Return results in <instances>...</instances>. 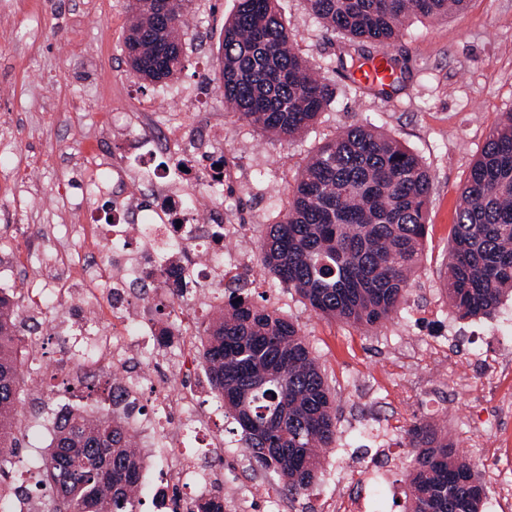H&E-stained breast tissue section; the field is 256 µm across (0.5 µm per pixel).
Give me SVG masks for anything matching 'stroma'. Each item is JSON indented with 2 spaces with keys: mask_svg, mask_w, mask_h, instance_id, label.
<instances>
[{
  "mask_svg": "<svg viewBox=\"0 0 512 512\" xmlns=\"http://www.w3.org/2000/svg\"><path fill=\"white\" fill-rule=\"evenodd\" d=\"M239 0H194L184 66L150 85L124 52L128 0H0V289L15 310L29 297L53 300L47 260H82L81 225L107 223L112 197L94 191L104 168H134L139 136L160 116L183 122L219 145L224 190L189 189L202 218L241 225L247 261L238 285L278 309L306 336L336 400L337 437L307 495H289L271 470L252 471L222 402L206 396L208 430L222 434L224 512H405L409 454L403 430L424 420L447 432L474 463L493 457L499 485H512V298L490 318H457L444 293L451 228L471 166L502 113L512 112V0H468L448 17L410 22L388 52L403 74L387 93L355 87L338 66L342 35L326 30L306 0H278L295 51L333 90L317 122L297 139L272 137L230 112L217 80L224 24ZM370 123L418 154L433 175L423 255L399 311L364 329L318 317L259 261L269 224L288 208L310 158L353 124ZM214 311L166 297L150 306L153 324H173L186 349ZM42 369L19 375L16 472H33L52 436L45 430L64 402L107 409L90 391L50 367L61 353L53 317L36 328Z\"/></svg>",
  "mask_w": 512,
  "mask_h": 512,
  "instance_id": "1",
  "label": "stroma"
}]
</instances>
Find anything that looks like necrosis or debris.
<instances>
[{"mask_svg": "<svg viewBox=\"0 0 512 512\" xmlns=\"http://www.w3.org/2000/svg\"><path fill=\"white\" fill-rule=\"evenodd\" d=\"M147 187L155 201V220H139L137 186ZM115 225H83L79 267L59 261L51 267L52 280L75 278L82 284V297L105 316L108 323L95 326L89 349L78 343L66 347L56 370L70 377L96 370L111 380V398L139 408L150 399L153 419L136 421L133 430L142 440L159 439L175 457H184L190 433L204 426L196 389H184L194 359L182 347L168 346L162 354L171 371L170 384L145 393V379L128 374L130 361L142 360L150 350V339L158 328L144 330L137 317H126L129 305L143 306V292L161 289L173 304H209L214 290L223 288L225 277L237 269L242 256L234 247L240 235L236 224L199 223L186 204L183 191L162 182L150 171L118 173L112 188Z\"/></svg>", "mask_w": 512, "mask_h": 512, "instance_id": "4bbe7bcc", "label": "necrosis or debris"}]
</instances>
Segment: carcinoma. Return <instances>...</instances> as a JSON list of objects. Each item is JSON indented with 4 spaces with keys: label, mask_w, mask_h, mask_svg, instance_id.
<instances>
[{
    "label": "carcinoma",
    "mask_w": 512,
    "mask_h": 512,
    "mask_svg": "<svg viewBox=\"0 0 512 512\" xmlns=\"http://www.w3.org/2000/svg\"><path fill=\"white\" fill-rule=\"evenodd\" d=\"M276 0H239L224 24L219 83L228 110L290 142L323 112L332 91L292 48L295 34ZM466 0H308L326 27L348 38L347 73L390 44L418 17L439 19ZM193 0H150L130 9L126 47L133 75L170 80L183 67L181 29ZM433 177L422 159L370 124L351 125L322 146L291 191L288 210L267 226L260 260L326 319L374 327L400 308L426 237ZM448 302L461 319L492 316L512 293V112L502 114L462 191L445 263ZM0 296V479L18 447L13 419L23 361L16 319ZM202 364L236 424L251 465L273 470L301 495L318 480L321 451L336 441V406L299 326L238 289L200 337ZM407 512H481L486 485L448 435L415 422ZM141 451L113 410L55 421L41 479L46 512H136ZM31 487L0 485V502ZM189 512H224L216 491Z\"/></svg>",
    "instance_id": "cac0c4a2"
}]
</instances>
